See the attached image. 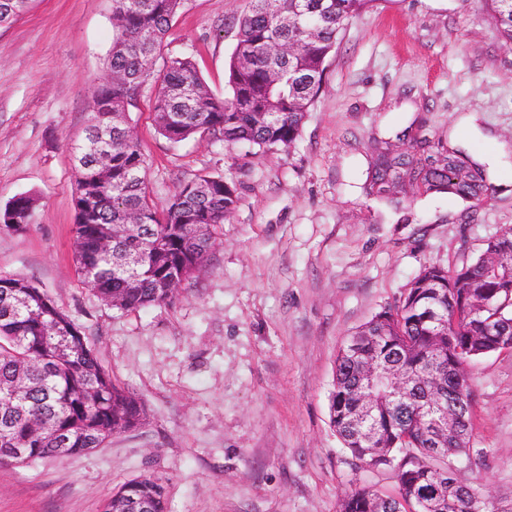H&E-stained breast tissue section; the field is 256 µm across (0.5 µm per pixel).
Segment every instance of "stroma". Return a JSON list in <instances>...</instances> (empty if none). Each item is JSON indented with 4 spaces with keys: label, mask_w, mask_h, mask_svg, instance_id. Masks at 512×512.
I'll return each instance as SVG.
<instances>
[{
    "label": "stroma",
    "mask_w": 512,
    "mask_h": 512,
    "mask_svg": "<svg viewBox=\"0 0 512 512\" xmlns=\"http://www.w3.org/2000/svg\"><path fill=\"white\" fill-rule=\"evenodd\" d=\"M248 0H183L158 61L193 59L218 97ZM112 45V0H35L0 31V210L36 200L20 233L0 228V277L25 278L80 326L112 379L147 410L142 427L65 460L0 467V512H101L149 476L167 512H338L359 486L330 424L338 351L394 305L424 266L459 265L512 230V188L463 202L409 187L394 206L365 190L377 144L394 154L512 144V48L484 0H378L341 33L296 141L260 150L198 135L174 144L152 101L132 112L150 194L220 175L239 202L200 272L169 304L120 311L74 255L77 171ZM470 121L476 133L459 140ZM473 476L491 512H512V353L467 363Z\"/></svg>",
    "instance_id": "35a3bbf8"
}]
</instances>
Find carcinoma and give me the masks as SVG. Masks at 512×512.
Returning <instances> with one entry per match:
<instances>
[{
  "label": "carcinoma",
  "mask_w": 512,
  "mask_h": 512,
  "mask_svg": "<svg viewBox=\"0 0 512 512\" xmlns=\"http://www.w3.org/2000/svg\"><path fill=\"white\" fill-rule=\"evenodd\" d=\"M31 2L0 0V27L16 21ZM376 2L249 0L228 64L230 96L219 98L189 58H171L155 68L182 0H112L107 60L112 84L98 88L86 137L73 150L79 174L76 263L78 273L97 281L101 301L109 305L119 297L123 310L172 302L162 282L196 273L215 244L217 227L238 203L234 185L202 176L181 184L167 207L158 210L129 124L121 127L124 145L109 157L107 174L95 176L91 165L115 131L109 114L123 113L131 120L148 89L158 132L173 143L202 131L263 150L289 146L319 95L339 34ZM487 7L511 46L512 0H487ZM288 42L297 46L293 56L269 52L271 45ZM408 182L464 201L487 191L483 168L460 150L422 161L380 152L370 175L372 193L396 204ZM34 209L33 197L15 198L0 211L11 219L3 226L24 231ZM126 209L139 213L140 222L130 225L113 248L99 251V238L112 231ZM186 224L197 225L195 236H185ZM495 317L512 322V267L488 265L479 256L459 268H424L397 305L346 339L336 358L330 424L356 461L395 475L397 492L356 488L340 501L339 512H396L420 490L438 484L439 471L477 466L482 450L470 439L473 391L462 361L492 353L496 339L487 328ZM367 359L411 377L409 390L401 394L389 384L364 387L357 367ZM432 370L441 375L447 397L466 406L462 423L448 430L446 458L436 456L428 425L435 400L428 380ZM15 385L24 391L14 396ZM368 400L373 416L353 436L347 426ZM145 421L142 401L112 380L78 325L33 282L0 277V465L80 455ZM16 448L29 449L28 458L16 459ZM481 497L475 481L448 485L434 512H490ZM128 498L147 501L150 512H167L165 489L152 478L122 485L102 512H112V504Z\"/></svg>",
  "instance_id": "cac0c4a2"
}]
</instances>
